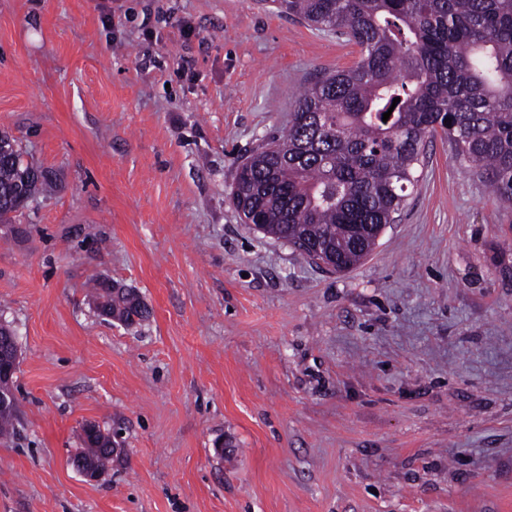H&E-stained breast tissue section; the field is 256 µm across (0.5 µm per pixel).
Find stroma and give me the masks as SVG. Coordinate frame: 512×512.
<instances>
[{
	"label": "stroma",
	"mask_w": 512,
	"mask_h": 512,
	"mask_svg": "<svg viewBox=\"0 0 512 512\" xmlns=\"http://www.w3.org/2000/svg\"><path fill=\"white\" fill-rule=\"evenodd\" d=\"M358 58L268 0H0V132L56 178L0 224V512H512V209L439 135L350 271L232 204ZM99 276L149 319L97 318ZM88 422L118 448L94 480ZM13 334H15V332L10 327V325L0 324L1 345L5 343L6 338H7L6 336H13L14 342L17 343V337ZM7 355L9 357H7L6 354L3 351H1V349H0V379L10 381V378H11V375L13 372V367L17 364L15 367V371H16L18 363H19V362L17 363V361H18V343L13 349L10 350V352ZM3 359L9 360L10 363L12 364L11 367H9L7 364L3 365V362L1 364V360L3 361ZM13 376L14 375H12V379H13Z\"/></svg>",
	"instance_id": "stroma-1"
}]
</instances>
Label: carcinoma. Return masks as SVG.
Returning <instances> with one entry per match:
<instances>
[{
    "label": "carcinoma",
    "mask_w": 512,
    "mask_h": 512,
    "mask_svg": "<svg viewBox=\"0 0 512 512\" xmlns=\"http://www.w3.org/2000/svg\"><path fill=\"white\" fill-rule=\"evenodd\" d=\"M279 11L360 48L355 66L299 92L283 134L239 166L231 200L243 223L334 272L361 264L418 182L427 137L479 169L512 206V0H273ZM400 102L393 103L394 98ZM393 109L388 120L383 114ZM48 173L0 134V222L47 191ZM99 315L149 318L96 279ZM114 449L79 453L99 475Z\"/></svg>",
    "instance_id": "cac0c4a2"
}]
</instances>
